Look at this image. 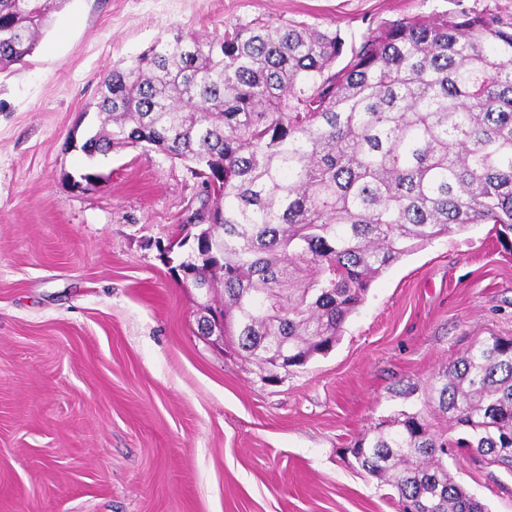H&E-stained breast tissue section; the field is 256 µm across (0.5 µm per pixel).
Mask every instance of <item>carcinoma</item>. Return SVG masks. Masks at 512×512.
<instances>
[{
	"label": "carcinoma",
	"instance_id": "obj_1",
	"mask_svg": "<svg viewBox=\"0 0 512 512\" xmlns=\"http://www.w3.org/2000/svg\"><path fill=\"white\" fill-rule=\"evenodd\" d=\"M67 0H0V74ZM89 158L152 148L195 165L207 198L178 268L217 279L224 344L276 380L338 342L371 282L424 244L493 224L512 249V18L462 11L338 32L239 25L158 38L100 84ZM464 436L402 412L353 445L401 512H489L448 449L512 473V338L472 345L430 385Z\"/></svg>",
	"mask_w": 512,
	"mask_h": 512
}]
</instances>
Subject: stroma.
Masks as SVG:
<instances>
[{
  "label": "stroma",
  "instance_id": "1",
  "mask_svg": "<svg viewBox=\"0 0 512 512\" xmlns=\"http://www.w3.org/2000/svg\"><path fill=\"white\" fill-rule=\"evenodd\" d=\"M512 15V0H70L0 76V512H399L354 440L467 348L512 337V253L491 224L435 239L371 284L327 355L267 383L202 336L174 261L202 193L147 149L79 150L102 77L160 37L240 24L339 31ZM91 174L88 182L80 174ZM490 512L512 473L449 453Z\"/></svg>",
  "mask_w": 512,
  "mask_h": 512
}]
</instances>
